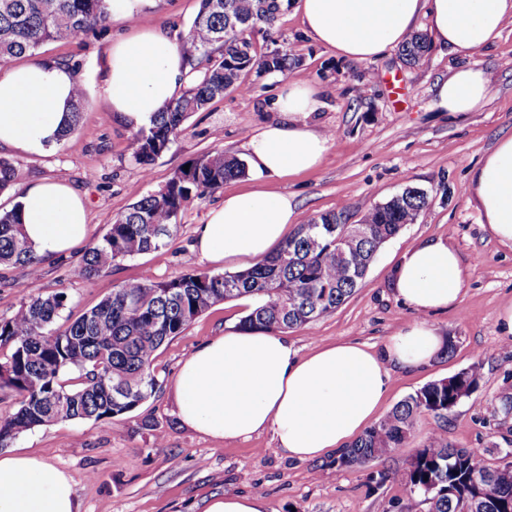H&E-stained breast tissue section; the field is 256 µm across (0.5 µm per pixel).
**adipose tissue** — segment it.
<instances>
[{"mask_svg":"<svg viewBox=\"0 0 512 512\" xmlns=\"http://www.w3.org/2000/svg\"><path fill=\"white\" fill-rule=\"evenodd\" d=\"M311 36L351 61L380 57L404 44L420 15H428L436 42L459 54L483 49L512 21V0H299ZM154 0H112V15L132 32L114 40L104 74L110 111L132 127L177 98L189 81L181 47L149 24ZM76 79L64 65L44 60L0 73V147L30 154L53 149L69 121ZM489 72L454 71L438 86L445 112L480 110L491 96ZM277 122L248 144L256 188L226 194L198 225L195 251L222 265L261 259L283 242L295 209L266 180L317 169L330 146L310 118L319 101L313 87L286 83ZM470 190L485 225L512 248V134L498 138L471 174ZM22 229L35 253H71L88 236L84 198L60 181L31 184L21 195ZM397 297L430 312L456 307L465 294V267L448 238L409 248L393 275ZM446 352L436 327L412 321L389 336L382 350L355 341L321 345L300 354L286 336L236 330L215 337L181 365L175 381L180 421L216 441L271 433L279 450L305 461L345 449L384 404L391 376L431 364ZM0 512H81L72 478L37 457L0 453Z\"/></svg>","mask_w":512,"mask_h":512,"instance_id":"obj_1","label":"adipose tissue"}]
</instances>
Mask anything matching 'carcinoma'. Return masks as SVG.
I'll return each instance as SVG.
<instances>
[{
    "label": "carcinoma",
    "instance_id": "1",
    "mask_svg": "<svg viewBox=\"0 0 512 512\" xmlns=\"http://www.w3.org/2000/svg\"><path fill=\"white\" fill-rule=\"evenodd\" d=\"M293 0H200L189 29L179 35L189 67L182 95L137 129L130 156L148 165L177 140L188 115L204 109L233 87L241 72L285 74L296 58L288 49L258 54L248 33L272 30ZM112 0H0V63L32 57L49 41L104 28ZM430 45L414 33L402 45L406 64L417 66ZM84 112V91L75 102L64 135ZM160 190L116 217L102 241L89 248L74 275L87 278L113 263L164 246L181 213L197 198L245 174L246 165L222 152L187 161ZM428 204L426 190L408 185L369 209L358 224H338L340 210L313 217L274 253L235 272L193 271L170 280L149 274L112 289V295L65 327H54L67 303L57 293L32 295L16 313L0 320V390L15 397V409L0 414V448L21 434L59 420L111 424L149 399L158 381L156 352L214 304L250 297L253 308L241 329L284 332L340 307L362 286L377 251L413 224ZM18 207L0 212V265L38 276L40 259L23 237ZM479 365L425 384L369 427L337 460L358 467L406 446L422 413L443 428L452 411L477 388ZM408 506L419 512H512V448L485 455L455 448L432 434L407 463L402 477Z\"/></svg>",
    "mask_w": 512,
    "mask_h": 512
}]
</instances>
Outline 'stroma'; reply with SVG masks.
<instances>
[{"mask_svg": "<svg viewBox=\"0 0 512 512\" xmlns=\"http://www.w3.org/2000/svg\"><path fill=\"white\" fill-rule=\"evenodd\" d=\"M199 5L200 0H156L152 21L185 31ZM127 31L126 23L111 19L104 28L41 48L39 59L71 67L85 91V110L75 131L50 152L0 148V159L18 172L0 191V210L11 209L33 182H67L88 200L85 246L97 244L120 213L164 186L185 162L216 151L245 157L250 138L276 119L284 83L312 85L321 102L313 125L331 133L328 153L319 168L268 183L292 198L298 223L344 207L350 223H357L368 208L408 185L426 189L429 199L418 220L378 251L363 286L333 313L289 330V341L303 354L345 340L378 347L406 323L426 319L449 335L451 346L428 367L395 372L383 412L426 383L476 363L479 385L449 412L445 438L458 448H512V412L504 409L512 403V339L501 336L496 324L498 310L512 303V249L483 225L468 191L472 170L500 135L512 132V22L499 40L472 55L435 44L422 65L410 67L395 48L371 61L337 57L309 34L298 7H291L273 31L254 32L252 39L261 53L288 47L297 65L284 75L242 72L239 88L191 113L175 143L145 170L130 159L133 130L109 112L103 84L112 42ZM466 65L492 74L491 98L477 112L439 111L438 84ZM253 186L248 174L225 181L223 190L184 210L166 246L115 262L98 276L73 274L85 247L43 259L33 281L0 267V319L11 317L33 294H67L65 312L75 318L116 286L148 272L159 279L216 272V265L193 250L195 228L225 193ZM439 236L450 238L461 253L467 291L456 308L422 315L395 296L391 271L405 250ZM250 308L245 298L216 303L165 343L153 362L156 393L111 425L57 421L21 434L12 450L68 473L82 512H205L212 497L252 493L264 496L267 512H404L408 501L398 476L436 432L432 414L420 415L406 448L355 468L339 467L333 454L289 458L268 433L220 443L179 421L174 382L182 362L237 327Z\"/></svg>", "mask_w": 512, "mask_h": 512, "instance_id": "35a3bbf8", "label": "stroma"}]
</instances>
